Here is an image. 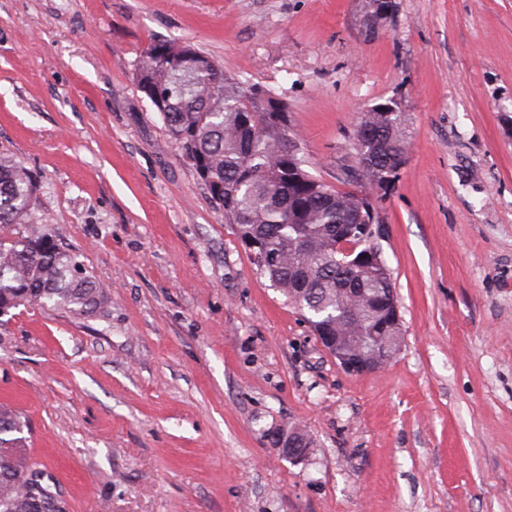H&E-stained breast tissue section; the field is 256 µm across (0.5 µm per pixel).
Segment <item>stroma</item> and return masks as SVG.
Listing matches in <instances>:
<instances>
[{
  "label": "stroma",
  "instance_id": "stroma-1",
  "mask_svg": "<svg viewBox=\"0 0 512 512\" xmlns=\"http://www.w3.org/2000/svg\"><path fill=\"white\" fill-rule=\"evenodd\" d=\"M0 0V151L104 293L0 318V404L69 512H512V0ZM177 41L287 103L309 170L396 100L378 199L398 354L342 370L261 277L138 90ZM308 434L307 462L269 442ZM385 1L380 12V16L377 19H368L365 14H358V22L361 30L366 36L379 33L382 29L386 28L387 25L392 21L394 16V0H380ZM372 31H374L372 33Z\"/></svg>",
  "mask_w": 512,
  "mask_h": 512
}]
</instances>
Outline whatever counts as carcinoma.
Wrapping results in <instances>:
<instances>
[{
  "label": "carcinoma",
  "instance_id": "carcinoma-1",
  "mask_svg": "<svg viewBox=\"0 0 512 512\" xmlns=\"http://www.w3.org/2000/svg\"><path fill=\"white\" fill-rule=\"evenodd\" d=\"M161 59L137 64V86L151 85L149 99L190 166L202 179L224 222L235 225L258 273L295 304L314 335L342 323L343 288H369L376 296L395 294L388 266L360 272L341 247L361 252L367 241L370 203L314 177L301 153H285L290 137L274 113L248 96V83L208 59L200 69L180 59L182 44H154ZM369 136L355 149L366 162L371 183L388 174L407 153L405 113L364 112ZM37 183L32 171L0 152V310L39 306L88 317L103 303V292L78 255L47 226L32 224ZM308 251L296 249L299 240ZM21 414L0 407V512H69L67 500L42 473L27 448Z\"/></svg>",
  "mask_w": 512,
  "mask_h": 512
}]
</instances>
